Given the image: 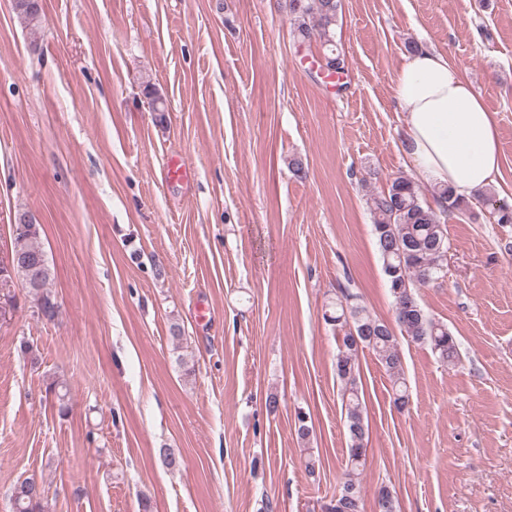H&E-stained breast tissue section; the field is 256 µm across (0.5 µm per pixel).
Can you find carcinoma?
I'll list each match as a JSON object with an SVG mask.
<instances>
[{"mask_svg": "<svg viewBox=\"0 0 512 512\" xmlns=\"http://www.w3.org/2000/svg\"><path fill=\"white\" fill-rule=\"evenodd\" d=\"M17 14L28 25L40 24L43 9L30 6L27 0L14 4ZM339 0H288V12L293 20L294 37L307 44L320 40L330 46L326 66L341 69L343 56L332 48L331 33L336 25ZM143 92L150 99V111L155 120H166V109L153 84L147 82ZM444 204L435 209L422 200L419 186L411 179L399 176L390 181L387 189L370 196L374 214V231L395 310V322L401 335L414 343L427 345L440 362L454 366L460 362L455 336L448 327L431 318L417 300V289L442 277V259L448 253L446 220L454 213L470 211L469 202L445 188L441 191ZM487 205H497V223L512 224V208L496 204L493 192L478 196ZM42 225L16 224L13 229L12 255H22L41 262L36 271L34 287L27 296L34 310L44 313L45 319H54L59 311L56 296L50 288L52 268L39 245ZM328 323L342 331L338 337L336 375L342 384V407L352 441L349 448L346 479L326 512H362L359 475L364 470L366 454L363 441L366 435L364 393L358 385L359 351L371 350L392 382L393 405L402 411L409 395L403 363L393 328L353 302V295L341 291L332 302ZM45 489L25 478L11 489L15 512H44L42 501ZM377 512H399V503L389 489L380 488Z\"/></svg>", "mask_w": 512, "mask_h": 512, "instance_id": "1", "label": "carcinoma"}]
</instances>
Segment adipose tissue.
<instances>
[{
    "instance_id": "ef3b65f1",
    "label": "adipose tissue",
    "mask_w": 512,
    "mask_h": 512,
    "mask_svg": "<svg viewBox=\"0 0 512 512\" xmlns=\"http://www.w3.org/2000/svg\"><path fill=\"white\" fill-rule=\"evenodd\" d=\"M395 97L406 118L399 149L417 181L465 198L496 185L501 151L494 115L447 54L427 47L408 54Z\"/></svg>"
}]
</instances>
